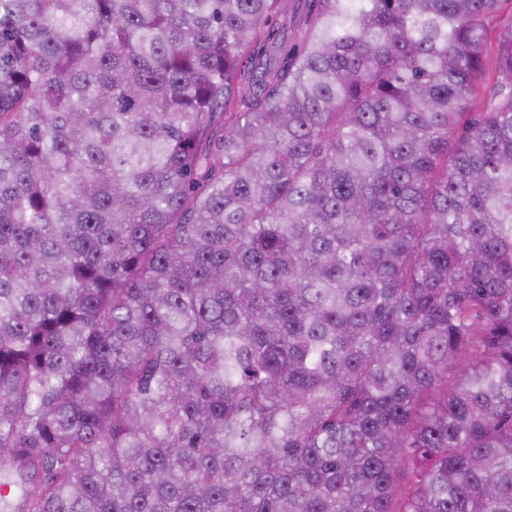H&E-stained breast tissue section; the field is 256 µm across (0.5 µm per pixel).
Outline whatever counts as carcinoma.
I'll list each match as a JSON object with an SVG mask.
<instances>
[{
    "mask_svg": "<svg viewBox=\"0 0 512 512\" xmlns=\"http://www.w3.org/2000/svg\"><path fill=\"white\" fill-rule=\"evenodd\" d=\"M304 2L0 0V512H512L504 0ZM293 2L288 0L287 5H282L280 10L273 17L272 26L269 27L270 42L281 43L286 42L287 48H291L294 44L300 43V31L292 26L286 25V16L292 11Z\"/></svg>",
    "mask_w": 512,
    "mask_h": 512,
    "instance_id": "1",
    "label": "carcinoma"
}]
</instances>
